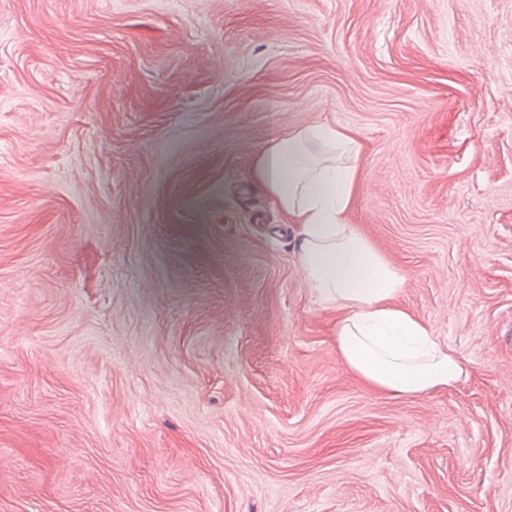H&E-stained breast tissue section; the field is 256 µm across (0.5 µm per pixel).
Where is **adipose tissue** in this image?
<instances>
[{
    "label": "adipose tissue",
    "mask_w": 512,
    "mask_h": 512,
    "mask_svg": "<svg viewBox=\"0 0 512 512\" xmlns=\"http://www.w3.org/2000/svg\"><path fill=\"white\" fill-rule=\"evenodd\" d=\"M361 158L355 132L322 124L272 140L250 168L257 189L295 229L313 296L338 313L334 336L345 367L395 398L448 390L464 372L462 358L397 304L403 273L350 222Z\"/></svg>",
    "instance_id": "obj_1"
}]
</instances>
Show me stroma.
I'll return each mask as SVG.
<instances>
[{"instance_id": "obj_1", "label": "stroma", "mask_w": 512, "mask_h": 512, "mask_svg": "<svg viewBox=\"0 0 512 512\" xmlns=\"http://www.w3.org/2000/svg\"><path fill=\"white\" fill-rule=\"evenodd\" d=\"M317 124L446 392L342 365L253 182ZM0 512H512V0H0Z\"/></svg>"}]
</instances>
